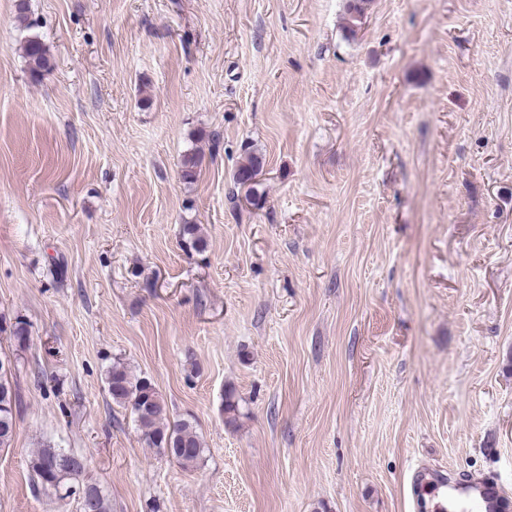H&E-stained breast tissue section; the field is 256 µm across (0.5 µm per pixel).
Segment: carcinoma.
<instances>
[{
    "mask_svg": "<svg viewBox=\"0 0 512 512\" xmlns=\"http://www.w3.org/2000/svg\"><path fill=\"white\" fill-rule=\"evenodd\" d=\"M23 53L32 79L40 78L51 67L48 50L40 39L25 40ZM201 166L200 154H185L181 165L182 180L187 184L193 183ZM260 166V158L248 157L236 173L237 182L245 184L251 181ZM180 235L184 248L198 253L205 250L206 243L199 225H182ZM6 330L15 350L28 347L30 332L25 321L17 318L9 323L0 316V333ZM18 371L17 366L4 368L0 359V449L10 447L15 434L20 410L19 389L14 380ZM106 383L112 402L130 409L149 447L185 468L199 460L203 444L196 425L189 419H172L164 399L148 379L132 375L126 366L117 362L108 371ZM29 467L43 488H63L65 493L60 498L78 495L81 512H111L109 500L98 485L79 481L86 468L84 457L48 443L30 457Z\"/></svg>",
    "mask_w": 512,
    "mask_h": 512,
    "instance_id": "obj_1",
    "label": "carcinoma"
}]
</instances>
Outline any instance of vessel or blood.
<instances>
[{"label": "vessel or blood", "instance_id": "vessel-or-blood-1", "mask_svg": "<svg viewBox=\"0 0 512 512\" xmlns=\"http://www.w3.org/2000/svg\"><path fill=\"white\" fill-rule=\"evenodd\" d=\"M418 512H447L449 505L470 507L472 512H512V495L494 477L424 478L415 476Z\"/></svg>", "mask_w": 512, "mask_h": 512}]
</instances>
